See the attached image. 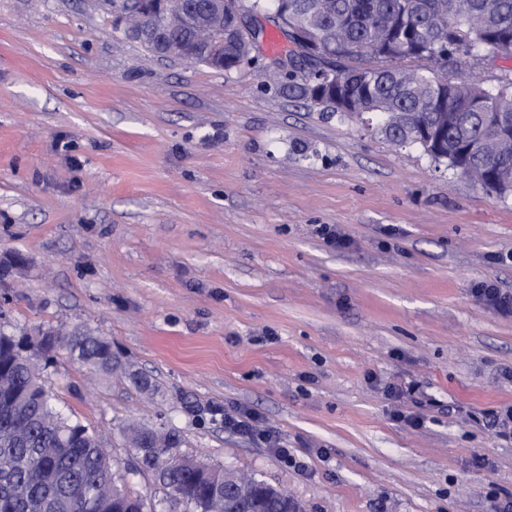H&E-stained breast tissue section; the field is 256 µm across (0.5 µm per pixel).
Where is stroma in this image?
Segmentation results:
<instances>
[{
    "label": "stroma",
    "instance_id": "obj_1",
    "mask_svg": "<svg viewBox=\"0 0 512 512\" xmlns=\"http://www.w3.org/2000/svg\"><path fill=\"white\" fill-rule=\"evenodd\" d=\"M275 61L219 71L125 39L98 0H0V253L21 257L0 332L111 342L113 375L61 351L43 380L148 512L174 510L132 473L130 425L302 512H495L512 444L480 419L512 404V314L472 290L512 292V197L292 97ZM390 383L424 391L402 407L420 428ZM214 405L253 410L307 473Z\"/></svg>",
    "mask_w": 512,
    "mask_h": 512
}]
</instances>
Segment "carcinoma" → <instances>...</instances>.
<instances>
[{"label": "carcinoma", "instance_id": "obj_1", "mask_svg": "<svg viewBox=\"0 0 512 512\" xmlns=\"http://www.w3.org/2000/svg\"><path fill=\"white\" fill-rule=\"evenodd\" d=\"M256 12L280 7L289 22L307 29L319 41V53L297 42L288 53L296 68L288 71L289 94L331 112L342 120L374 122L376 133L391 143L416 146L431 161L465 177L470 170L489 169L491 179L480 185L503 199L512 194V146L491 150L496 135L494 114L512 119V79L495 88L453 81L471 61L512 55V0H248ZM128 18L147 14L159 23L171 18L175 28L158 27V38L184 31L186 60L224 69L242 63L240 43L229 25L224 32L211 26L207 10L181 13L180 0H119ZM341 81L356 97L357 108L338 112L326 97ZM422 125L442 131L431 152L410 137ZM40 335L45 361L66 350L80 365L102 374L118 366L112 346L90 333L63 335L48 328ZM30 346L29 336L0 333V369L9 382L7 398L13 407L0 411V512H41L43 500L63 492L68 479L81 490L80 498L63 502L61 512H143L145 503L119 486L124 476L113 470L112 458L98 436L64 417L42 381L43 368L20 356L18 342ZM139 469L157 471L163 455L179 450V435L150 427L131 435ZM237 490L224 501V512H244L261 481L236 475ZM161 484L169 501L189 512H211L212 486L200 471L166 467ZM111 490L117 503H94Z\"/></svg>", "mask_w": 512, "mask_h": 512}]
</instances>
